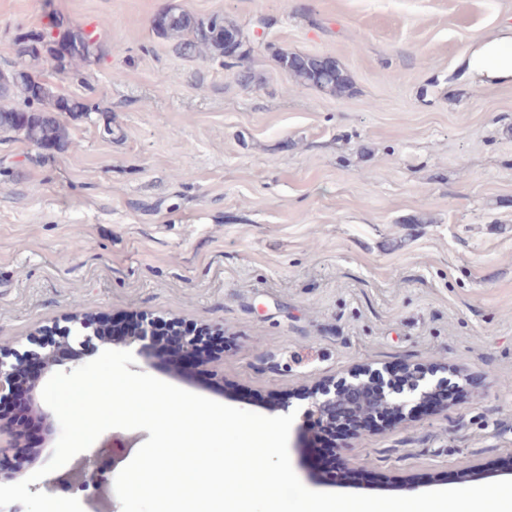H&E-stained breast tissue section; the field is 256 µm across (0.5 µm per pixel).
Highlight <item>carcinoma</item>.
<instances>
[{
	"mask_svg": "<svg viewBox=\"0 0 512 512\" xmlns=\"http://www.w3.org/2000/svg\"><path fill=\"white\" fill-rule=\"evenodd\" d=\"M50 27L58 28L63 36L80 45L81 51L67 63L59 65L52 61L51 48L34 46L41 33L16 34L13 44L18 57L17 66L0 72V130L19 133L34 144L63 146L67 144L68 133L57 114L87 117L100 108L86 99L59 93L32 71L27 61H41L61 78L70 79L79 76L77 63H86L100 56L101 49L95 34L67 26L61 17L52 18ZM152 27L158 35L176 39V49L186 56L205 51L234 65L254 51L252 47L230 50V45L226 44L227 37L238 36L242 29L226 23L221 14L198 18L169 7L153 17ZM278 63L301 86L315 87L335 97L350 92L351 81L347 72L338 65L331 72H326V63L318 55L283 51L278 54Z\"/></svg>",
	"mask_w": 512,
	"mask_h": 512,
	"instance_id": "obj_1",
	"label": "carcinoma"
}]
</instances>
